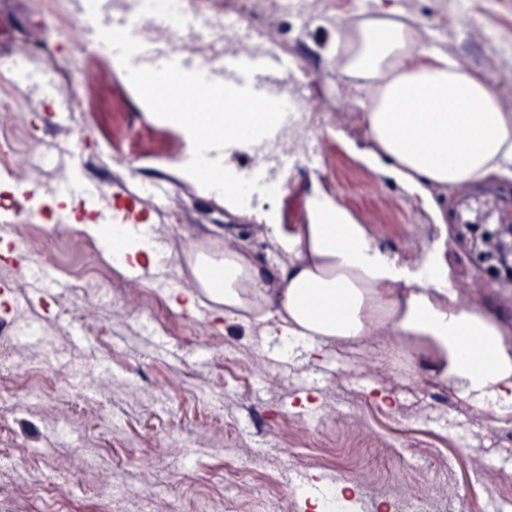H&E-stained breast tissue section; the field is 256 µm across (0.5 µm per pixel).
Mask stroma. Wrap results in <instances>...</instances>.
<instances>
[{"mask_svg": "<svg viewBox=\"0 0 512 512\" xmlns=\"http://www.w3.org/2000/svg\"><path fill=\"white\" fill-rule=\"evenodd\" d=\"M423 34L464 70L484 76L512 113V0H397ZM317 14L300 24L251 0L256 41L295 55L311 76L301 88L306 109L319 116L309 137L323 156L280 173L284 197L269 213L281 224H305L302 204L316 194L344 205L345 179L367 178L370 193L410 209L407 223L350 209L374 225L380 247L407 257L413 248L448 244V260L466 304L492 313L512 331V285L485 279L458 225L512 224V181L490 178L448 195V221L438 223L423 202L383 167L370 165L371 147L360 97L336 69V32L357 23L361 0H302ZM80 0H0V42L26 59L32 73L47 68L39 45L50 44L70 64L54 96L0 76V209L21 200L16 181L40 192L10 241L30 260L66 282L61 293L30 288L15 258L0 255V323L23 314L37 338L0 342V353L22 364L0 380V512H100L111 491L112 512H306L309 496L327 484L357 488L360 512H401V497L419 498L446 477L447 512H494L492 484L512 496V449L496 447L492 412L462 400L451 385L433 381L424 359L412 368L410 350L373 331L360 343L331 342L318 360L286 355L277 339L254 323L219 316L193 274L192 246L216 243L247 249L262 267L273 264L269 231L248 210L231 209L178 179L181 138L138 98L109 56L94 53L80 24ZM150 39L184 54L211 56L221 28L202 39L155 25ZM63 146L61 164L38 158L40 146ZM123 188L105 195L107 209L134 205L174 268L144 264L135 279L85 229L92 213L79 208L58 227L52 192L73 171ZM162 181L172 193L160 208L141 191ZM98 278L112 289L108 303L73 288L75 276ZM194 308H187V300ZM41 398L29 396L33 386ZM303 476L306 489L292 488ZM242 485L241 494L231 488Z\"/></svg>", "mask_w": 512, "mask_h": 512, "instance_id": "35a3bbf8", "label": "stroma"}]
</instances>
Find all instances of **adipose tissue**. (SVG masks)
<instances>
[{
	"label": "adipose tissue",
	"instance_id": "1",
	"mask_svg": "<svg viewBox=\"0 0 512 512\" xmlns=\"http://www.w3.org/2000/svg\"><path fill=\"white\" fill-rule=\"evenodd\" d=\"M390 0H375L336 36V66L354 90L374 88L363 114L371 157L385 163L442 219L433 193L497 177L512 179V113L484 79L457 68L441 48L420 45ZM309 221L272 236L285 262L261 267L251 254L199 247L193 271L227 319L262 323L292 351L355 342L372 330L414 337L429 348L430 373L471 404L512 419V336L499 321L464 305L445 248L410 266L384 253L370 224L351 223L330 196L307 203ZM119 236L125 269L152 260L154 232L109 215L88 225Z\"/></svg>",
	"mask_w": 512,
	"mask_h": 512
}]
</instances>
